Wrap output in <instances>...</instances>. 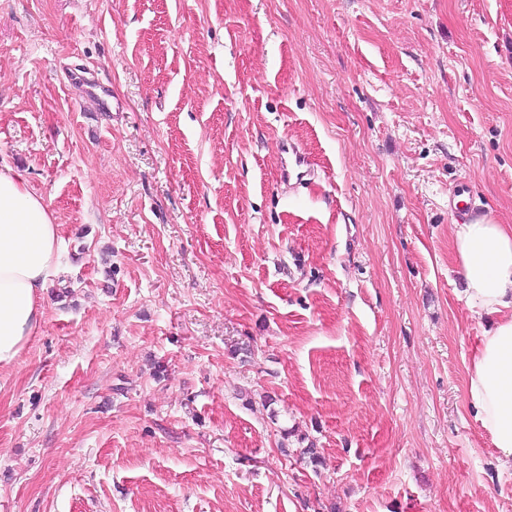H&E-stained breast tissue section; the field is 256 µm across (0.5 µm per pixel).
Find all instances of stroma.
Instances as JSON below:
<instances>
[{
	"mask_svg": "<svg viewBox=\"0 0 512 512\" xmlns=\"http://www.w3.org/2000/svg\"><path fill=\"white\" fill-rule=\"evenodd\" d=\"M5 166L62 244L0 512H512L448 208L512 223V0H0Z\"/></svg>",
	"mask_w": 512,
	"mask_h": 512,
	"instance_id": "1",
	"label": "stroma"
}]
</instances>
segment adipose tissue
<instances>
[{
	"instance_id": "1",
	"label": "adipose tissue",
	"mask_w": 512,
	"mask_h": 512,
	"mask_svg": "<svg viewBox=\"0 0 512 512\" xmlns=\"http://www.w3.org/2000/svg\"><path fill=\"white\" fill-rule=\"evenodd\" d=\"M455 249L468 308L495 316L467 379L471 410L512 465V225L459 224ZM59 230L44 199L0 169V369L12 366L43 317L40 304L58 259Z\"/></svg>"
}]
</instances>
